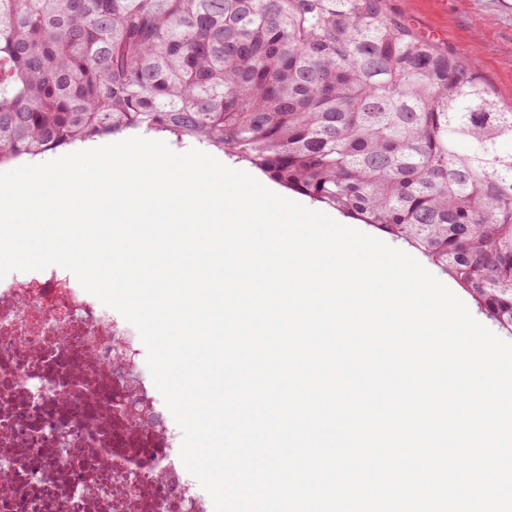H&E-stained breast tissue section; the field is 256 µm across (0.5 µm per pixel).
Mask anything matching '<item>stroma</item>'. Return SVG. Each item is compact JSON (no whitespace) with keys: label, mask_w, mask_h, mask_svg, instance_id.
I'll return each mask as SVG.
<instances>
[{"label":"stroma","mask_w":512,"mask_h":512,"mask_svg":"<svg viewBox=\"0 0 512 512\" xmlns=\"http://www.w3.org/2000/svg\"><path fill=\"white\" fill-rule=\"evenodd\" d=\"M452 53L473 58L503 105L512 104V7L505 0H388Z\"/></svg>","instance_id":"stroma-1"}]
</instances>
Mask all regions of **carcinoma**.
Here are the masks:
<instances>
[{"instance_id":"obj_1","label":"carcinoma","mask_w":512,"mask_h":512,"mask_svg":"<svg viewBox=\"0 0 512 512\" xmlns=\"http://www.w3.org/2000/svg\"><path fill=\"white\" fill-rule=\"evenodd\" d=\"M135 131L407 241L512 335V108L387 0H0V165Z\"/></svg>"}]
</instances>
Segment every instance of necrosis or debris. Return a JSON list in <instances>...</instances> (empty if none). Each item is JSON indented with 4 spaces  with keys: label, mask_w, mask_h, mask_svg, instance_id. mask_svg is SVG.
Segmentation results:
<instances>
[{
    "label": "necrosis or debris",
    "mask_w": 512,
    "mask_h": 512,
    "mask_svg": "<svg viewBox=\"0 0 512 512\" xmlns=\"http://www.w3.org/2000/svg\"><path fill=\"white\" fill-rule=\"evenodd\" d=\"M128 324L59 266L0 285V512H209Z\"/></svg>",
    "instance_id": "4bbe7bcc"
}]
</instances>
